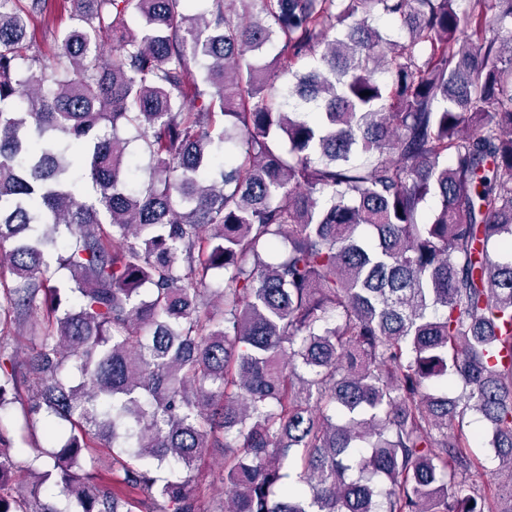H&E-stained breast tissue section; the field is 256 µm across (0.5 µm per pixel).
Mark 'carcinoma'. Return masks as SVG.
<instances>
[{
    "label": "carcinoma",
    "instance_id": "carcinoma-1",
    "mask_svg": "<svg viewBox=\"0 0 512 512\" xmlns=\"http://www.w3.org/2000/svg\"><path fill=\"white\" fill-rule=\"evenodd\" d=\"M68 2L0 0V512H512V0ZM22 423L23 410L19 404L11 406L1 414L0 429L2 428L4 434L11 440L12 453L15 454L16 461L18 462L13 480L8 486L11 491L20 490L24 486L26 479L25 468L29 463L30 449L24 440V433L21 430ZM18 448L20 449L18 450ZM476 447L472 448L473 455L476 459V468L473 469L469 478L467 479V486H483L489 480V476L485 472L486 467H494L497 465V461L494 459V455L487 447L488 445L476 444ZM490 461L493 465L490 466ZM223 457L220 452H206L199 463L201 478L211 484V491L215 497L224 501V483L222 481Z\"/></svg>",
    "mask_w": 512,
    "mask_h": 512
}]
</instances>
